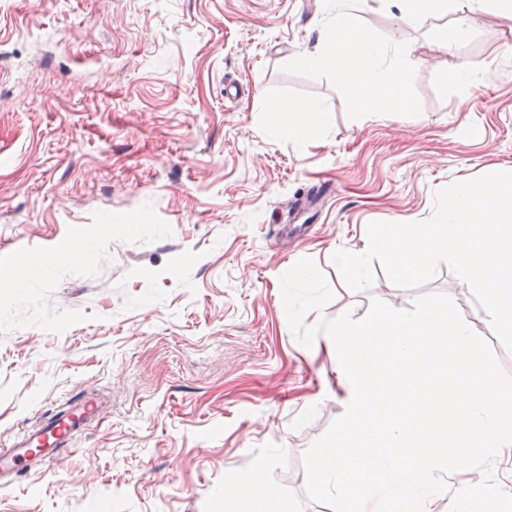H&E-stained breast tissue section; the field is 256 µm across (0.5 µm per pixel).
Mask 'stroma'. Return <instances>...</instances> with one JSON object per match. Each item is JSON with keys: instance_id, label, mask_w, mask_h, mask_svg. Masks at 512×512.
I'll use <instances>...</instances> for the list:
<instances>
[{"instance_id": "1", "label": "stroma", "mask_w": 512, "mask_h": 512, "mask_svg": "<svg viewBox=\"0 0 512 512\" xmlns=\"http://www.w3.org/2000/svg\"><path fill=\"white\" fill-rule=\"evenodd\" d=\"M319 0H0V448L67 396L112 407L62 463L0 491V512H204L265 443L303 494L302 455L345 411L323 338L292 334L280 277L310 258L334 292L307 324L372 299L444 294L490 323L447 267L414 289L381 262L349 289L331 262L375 221H422L440 188L512 169V20L462 51L392 0L348 11L410 61L408 108L369 118L320 44ZM483 76L446 83L459 63ZM313 99L326 136L270 131L272 100ZM37 269L9 287L18 262Z\"/></svg>"}]
</instances>
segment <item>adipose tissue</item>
Masks as SVG:
<instances>
[{"mask_svg": "<svg viewBox=\"0 0 512 512\" xmlns=\"http://www.w3.org/2000/svg\"><path fill=\"white\" fill-rule=\"evenodd\" d=\"M398 19L407 26L421 23L435 13L451 14V33L437 32L441 48L462 50L480 17L495 9L512 19V0H396ZM321 47L300 55L298 61L312 69H328L346 86L358 107H371L373 114L405 109L404 88L409 61L404 48L375 38L355 25L343 0H322ZM269 127L287 133L296 143L306 142L325 125L320 103L273 101L267 108Z\"/></svg>", "mask_w": 512, "mask_h": 512, "instance_id": "1", "label": "adipose tissue"}]
</instances>
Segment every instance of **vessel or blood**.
<instances>
[{
	"label": "vessel or blood",
	"mask_w": 512,
	"mask_h": 512,
	"mask_svg": "<svg viewBox=\"0 0 512 512\" xmlns=\"http://www.w3.org/2000/svg\"><path fill=\"white\" fill-rule=\"evenodd\" d=\"M104 399L88 394L69 397L0 448V488L11 487L22 472L42 470L62 460L76 439L101 420Z\"/></svg>",
	"instance_id": "vessel-or-blood-1"
}]
</instances>
